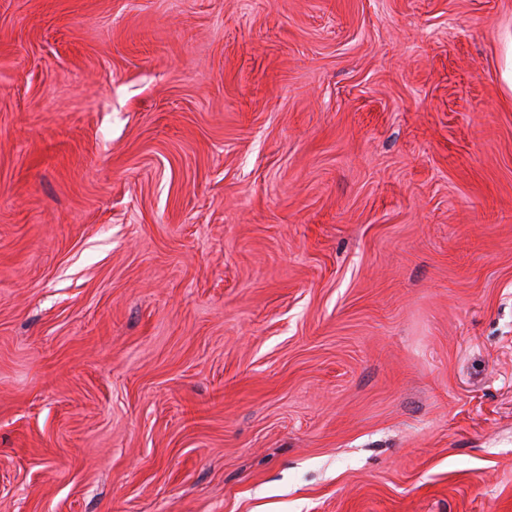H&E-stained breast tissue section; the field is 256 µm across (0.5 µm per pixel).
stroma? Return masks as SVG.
<instances>
[{
	"mask_svg": "<svg viewBox=\"0 0 512 512\" xmlns=\"http://www.w3.org/2000/svg\"><path fill=\"white\" fill-rule=\"evenodd\" d=\"M512 0H0V512H512Z\"/></svg>",
	"mask_w": 512,
	"mask_h": 512,
	"instance_id": "35a3bbf8",
	"label": "stroma"
}]
</instances>
